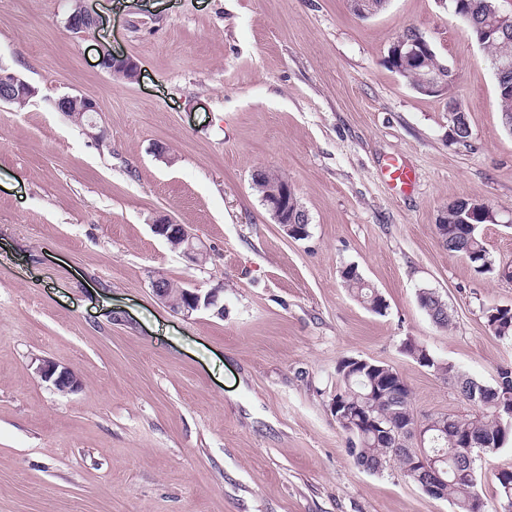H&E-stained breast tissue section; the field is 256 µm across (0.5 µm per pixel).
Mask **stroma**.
Masks as SVG:
<instances>
[{"instance_id":"1","label":"stroma","mask_w":512,"mask_h":512,"mask_svg":"<svg viewBox=\"0 0 512 512\" xmlns=\"http://www.w3.org/2000/svg\"><path fill=\"white\" fill-rule=\"evenodd\" d=\"M97 20L75 33V3ZM420 30L457 74L471 139L450 143L448 101L384 64ZM132 58L114 78L103 52ZM0 67L36 90L0 104V512H454L398 464L359 467L331 411L341 360L392 366L418 418L468 412L452 380L416 364L414 341L495 384L512 340L484 312L512 282L443 248L449 202L489 204L490 258L512 262V133L501 125L490 52L448 0H389L368 19L347 0H0ZM94 101L103 139L56 108ZM415 172L408 193L383 175ZM285 179L309 218L288 237L253 186ZM211 249L187 260L152 223ZM356 267L385 315L348 290ZM218 289L223 315L186 317L153 294ZM428 288L448 304L436 327ZM50 359L83 387L62 395ZM512 442L475 464L486 512ZM418 301L436 327L448 328L451 321L448 305L438 293L431 289H422L418 294ZM39 377L51 384L54 389L62 394H69L82 388L83 380L73 369L60 367L58 364L43 359L36 368Z\"/></svg>"}]
</instances>
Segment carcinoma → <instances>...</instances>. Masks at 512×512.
I'll return each instance as SVG.
<instances>
[{
  "label": "carcinoma",
  "mask_w": 512,
  "mask_h": 512,
  "mask_svg": "<svg viewBox=\"0 0 512 512\" xmlns=\"http://www.w3.org/2000/svg\"><path fill=\"white\" fill-rule=\"evenodd\" d=\"M471 19L464 22L467 34L477 39L479 26L487 19L488 12L501 9L500 0H468ZM491 58H497L508 65L502 80L496 81L497 98L501 119L512 121V93H503L501 84H512V34L499 37L486 45ZM391 70L411 80L412 85H422L431 75L443 72L444 61L431 51L414 62L408 58H394L387 55L384 60ZM282 176L268 171L257 170L253 174V184L260 196L279 184ZM444 229L447 230L445 249L460 254L469 260L478 274H491L500 280L512 281V263L495 264L484 247L478 231H471L459 220L453 211H444ZM348 288L365 306L376 314H381L378 304L382 295L365 283L362 276L351 269L344 273ZM420 306L426 311L433 324L442 329L448 328L451 317L448 305L442 297L431 289H423L418 294ZM485 322L492 334L500 339L512 340V308L490 307L485 310ZM404 353L414 362L428 361L427 369L438 375L454 380L456 391L463 401L479 408V411L464 416L447 414L441 428L427 436L425 448L434 454L442 448H450L457 437H471L477 442L471 456L493 454L512 439V426L497 418L494 409L474 401L481 393L486 398L496 399L512 391V368L503 367L494 385H487L475 378L455 375L452 367L435 359L429 350L414 342L404 346ZM394 368L382 362L359 364L344 360L337 367L338 384L332 400L345 404L342 418L337 420L339 427L347 435V452L355 463L368 471H378L393 461L399 464L405 477L415 485L433 478L431 472L418 464V451L405 433L395 434V430L414 423L416 418L412 405L411 391L401 388L397 381L389 379ZM376 421L390 429V435L376 434L377 428L371 425ZM446 471L439 475L446 482L448 498L455 512H483V501L477 491L475 475L465 477L457 474L458 465L450 459L444 464ZM496 492L500 504L508 501L512 492V468H503L495 474Z\"/></svg>",
  "instance_id": "obj_1"
}]
</instances>
